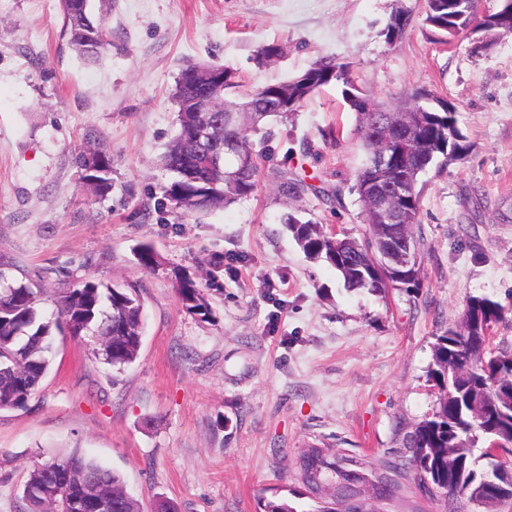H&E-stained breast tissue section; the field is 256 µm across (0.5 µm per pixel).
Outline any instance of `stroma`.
Masks as SVG:
<instances>
[{
	"label": "stroma",
	"instance_id": "1",
	"mask_svg": "<svg viewBox=\"0 0 512 512\" xmlns=\"http://www.w3.org/2000/svg\"><path fill=\"white\" fill-rule=\"evenodd\" d=\"M424 0H91L112 45L84 63L60 0H0V254L47 268L41 310L68 276L139 287L146 329L136 360L115 371L89 337L60 336L51 371L26 407L0 410V512H22L29 471L79 453L120 473L144 509L258 512L260 498L309 499L301 451L395 455L432 413L438 336L469 298L505 308L494 347L512 350V36L481 56L471 39L437 43ZM411 20L387 43L396 8ZM283 46L258 66L259 45ZM325 56L347 63L371 101L394 106L428 89L457 108L472 148L420 178V284L347 289L307 258L288 214L363 238L351 187L364 153L337 83L272 122L255 193L204 215L177 216L161 157L178 132L173 89L192 63L222 64L243 87L301 73ZM104 135L112 191L93 196L75 156ZM296 180L284 196L279 172ZM151 245L155 266L136 250ZM197 277L207 315L176 285Z\"/></svg>",
	"mask_w": 512,
	"mask_h": 512
}]
</instances>
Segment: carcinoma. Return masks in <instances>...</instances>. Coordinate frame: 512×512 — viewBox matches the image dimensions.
<instances>
[{"instance_id":"obj_1","label":"carcinoma","mask_w":512,"mask_h":512,"mask_svg":"<svg viewBox=\"0 0 512 512\" xmlns=\"http://www.w3.org/2000/svg\"><path fill=\"white\" fill-rule=\"evenodd\" d=\"M84 2L62 0L65 32L83 59L95 62L112 42L103 23L93 19L91 8ZM484 18L490 21L496 36H512V21L501 23L497 13H481L480 0H425L424 23L442 44L466 33ZM409 21L408 11L395 10L386 29L387 43L396 42ZM191 69L189 65L182 70L172 94L178 107L179 131L162 157L164 166L175 174L164 191L171 210L206 214L253 194L259 184L261 153L255 151L251 137L258 135L267 142L271 137L268 118H288L318 89L335 81L344 86L343 96L360 121L365 162L356 174L353 189L358 193L368 234L361 241L338 237L293 215L288 216L289 229L306 257L330 263L349 289L382 292L418 283L416 273L404 282L394 276L407 262L408 252L392 241L386 221L373 218L361 196L360 184L374 153L368 134L372 127L383 130L391 143L412 132L416 155L407 158V165L421 175L433 166L448 165V154L468 148L455 113L441 110V97L423 89L404 107L376 104L371 110L368 99L356 91L349 65L330 56L313 63L299 78L254 87L241 101L227 103L228 112L224 114L194 112L190 105ZM197 125L209 126L211 140L199 154L186 159L184 142ZM76 164L80 179L90 184L97 196L103 198L112 192V152L104 140H98L92 149L79 151ZM418 183L417 178L404 183L403 196L398 200L405 212L400 235L416 253L420 251V242L413 233L420 209ZM8 266L9 261L0 254V410L24 407L36 394L40 381L51 370L57 332L73 337H110L109 354L94 347L92 356L116 370L136 360L144 332V300L135 285L87 278L65 281L53 295L56 313L47 319L39 310L40 282L50 271L18 280L8 276ZM177 292L187 310L209 313L207 300L194 278L181 277ZM467 305L474 314L471 326L450 328L437 338L428 370V378L437 389L435 409L408 435L403 453L406 461L357 459L344 471L340 466L343 458L329 449L304 450L300 455V480L305 492L314 493V506L308 512H342L344 502L358 496L368 482L376 499L402 500L408 491L410 469L419 479L427 476L442 488L452 487L445 499V512H461L457 501L469 490L470 480H500L497 467L485 454L476 457L470 452L458 459L453 452L455 448L471 449L488 443L490 431L497 425L502 426L496 434L500 448L512 450V351L486 349L482 339L485 328L502 320L504 309L488 297H472ZM58 466L64 467L61 486L53 501L47 502L41 488L55 476ZM88 489L112 504L110 512H141L138 502L126 492L120 474L76 453L51 459L29 472L22 485L24 512H79L76 500ZM259 509L297 512L285 497L263 498Z\"/></svg>"}]
</instances>
